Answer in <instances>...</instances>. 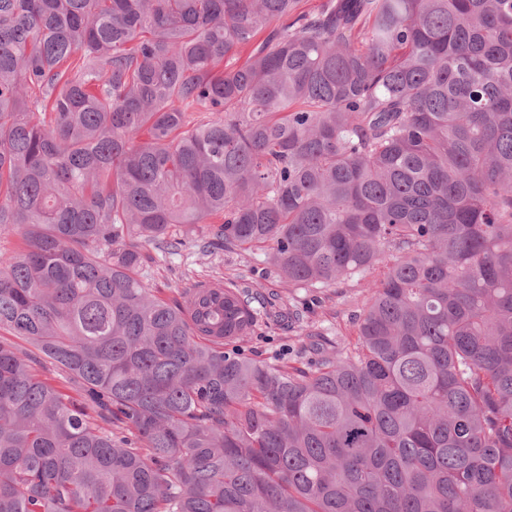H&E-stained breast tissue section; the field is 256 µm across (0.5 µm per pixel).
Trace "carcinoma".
Instances as JSON below:
<instances>
[{
    "mask_svg": "<svg viewBox=\"0 0 512 512\" xmlns=\"http://www.w3.org/2000/svg\"><path fill=\"white\" fill-rule=\"evenodd\" d=\"M0 0V512H512V0ZM246 62H224L241 48ZM178 224L357 339L158 298ZM378 271L370 270L360 281H350L326 288L324 295L329 297L325 303L312 305L307 312L309 321L321 328L326 340L333 344L340 341L356 339L357 327L355 315H359L368 306L371 292L369 281L377 276ZM289 331L287 324L263 327L257 336H253L247 343V348L260 358L285 354L288 350V357L291 356L299 346L298 336ZM293 350V351H292ZM290 353H292L290 355ZM2 340L16 342L27 349L31 355V365L34 370L42 377L47 378L52 384L58 387L66 386V374L49 363L34 347L25 343L21 339L11 336L7 331H0Z\"/></svg>",
    "mask_w": 512,
    "mask_h": 512,
    "instance_id": "obj_1",
    "label": "carcinoma"
}]
</instances>
